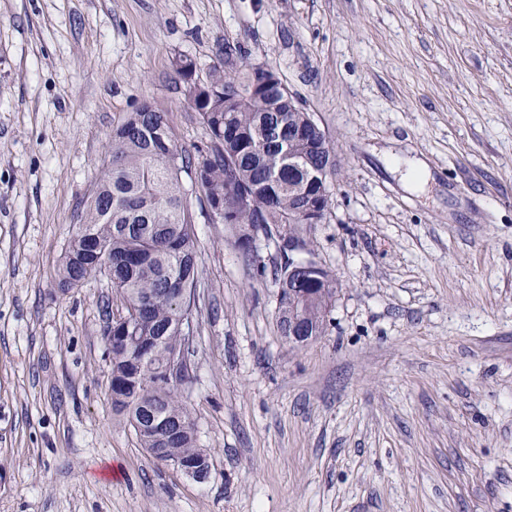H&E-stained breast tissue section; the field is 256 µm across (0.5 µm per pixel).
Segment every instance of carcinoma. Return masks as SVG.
<instances>
[{"mask_svg":"<svg viewBox=\"0 0 512 512\" xmlns=\"http://www.w3.org/2000/svg\"><path fill=\"white\" fill-rule=\"evenodd\" d=\"M251 71L243 76L229 73L224 61L213 64L203 83L213 88L212 98L200 106L202 124L209 135V145L187 154L178 149L165 113L146 104L139 106L119 127L112 130L111 161L102 169L96 188L87 203L80 227L91 230L112 256V288L128 306L141 301L148 308L136 321L140 339L162 340L152 350V364L160 365L169 354L184 345L177 325L181 304L176 294L181 289L196 290L200 266L195 248L194 221L189 198L179 178V170L199 171L203 201L224 199L228 184H248L270 180L276 171L270 169L252 149V144L268 140L265 123L274 124L275 132L288 139L279 117H291L288 105L281 99L260 101L247 95ZM247 139L239 145L233 140L224 145V118ZM306 176L299 166H286L277 178L274 196L254 194L252 212H273V218L288 225V238L300 242L309 253L307 242L298 233V225L288 220V210L295 205L293 193ZM235 244L251 248L257 224L234 225ZM103 273L102 261L87 253L84 238L75 233L62 262L61 284L76 286ZM317 297L304 305L288 302V312L306 321H320L336 296L334 288L316 289ZM112 382H120L148 396L152 411L161 423L155 432H136L145 448L168 449L170 463L196 461L201 451L193 439L191 413L177 386L141 385L144 373L135 364V355L121 344L112 346ZM139 397L133 392L123 400H112V408L126 413L129 421H148L140 412Z\"/></svg>","mask_w":512,"mask_h":512,"instance_id":"carcinoma-1","label":"carcinoma"}]
</instances>
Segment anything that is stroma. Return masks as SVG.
I'll return each instance as SVG.
<instances>
[{"instance_id":"obj_1","label":"stroma","mask_w":512,"mask_h":512,"mask_svg":"<svg viewBox=\"0 0 512 512\" xmlns=\"http://www.w3.org/2000/svg\"><path fill=\"white\" fill-rule=\"evenodd\" d=\"M229 44L329 135L300 232L338 288L288 345L287 225L246 254L190 194L199 483L112 410L110 280L58 281L113 128L147 100L205 148L175 61ZM0 512H512V0H0Z\"/></svg>"}]
</instances>
